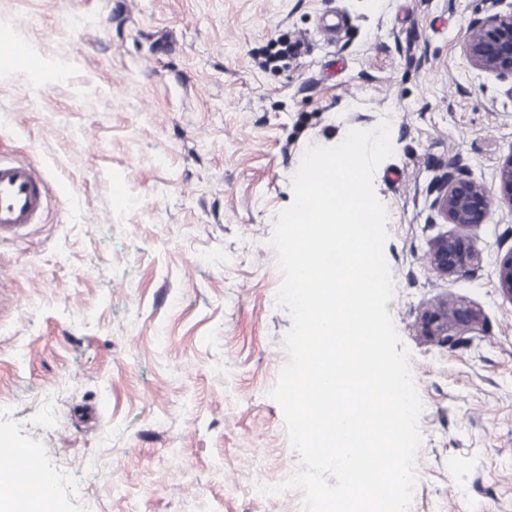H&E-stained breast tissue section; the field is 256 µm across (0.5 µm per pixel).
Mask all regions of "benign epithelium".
Listing matches in <instances>:
<instances>
[{
	"mask_svg": "<svg viewBox=\"0 0 512 512\" xmlns=\"http://www.w3.org/2000/svg\"><path fill=\"white\" fill-rule=\"evenodd\" d=\"M503 0H489L487 13L474 21L463 45L467 62L475 69L498 77L512 78V10H497ZM501 202L512 207V153L500 163L497 171ZM491 203L487 187L458 168L452 167L443 176L434 207L446 223L467 228L482 223ZM478 259L473 241L459 233L437 239L426 255L427 265L441 276L467 273ZM498 288L512 299V250L498 263ZM475 316L462 305L438 300L420 318L425 336H438L444 343L452 341L448 323L455 329L467 328Z\"/></svg>",
	"mask_w": 512,
	"mask_h": 512,
	"instance_id": "obj_1",
	"label": "benign epithelium"
}]
</instances>
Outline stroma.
Returning <instances> with one entry per match:
<instances>
[{"label":"stroma","instance_id":"1","mask_svg":"<svg viewBox=\"0 0 512 512\" xmlns=\"http://www.w3.org/2000/svg\"><path fill=\"white\" fill-rule=\"evenodd\" d=\"M485 0H0V157L51 186L0 243V438L43 452L52 512H274L256 482L298 464L268 393L292 326L270 244L306 146L389 121L386 305L424 405L410 512H512V207L465 228L480 260L425 257L455 232L449 165L496 189L512 80L462 52ZM341 25L332 38L323 27ZM477 320L422 335L439 298ZM478 256V251L468 236L452 233L433 243L426 255V263L441 276H458L467 273Z\"/></svg>","mask_w":512,"mask_h":512}]
</instances>
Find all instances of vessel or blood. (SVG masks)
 Listing matches in <instances>:
<instances>
[{"mask_svg": "<svg viewBox=\"0 0 512 512\" xmlns=\"http://www.w3.org/2000/svg\"><path fill=\"white\" fill-rule=\"evenodd\" d=\"M50 186L44 173L27 161H0V241L18 238L37 223ZM25 475V485L14 482ZM0 475L13 484L7 494L10 512H30L33 502L55 495L58 481L55 471L42 454L19 446L0 454Z\"/></svg>", "mask_w": 512, "mask_h": 512, "instance_id": "vessel-or-blood-1", "label": "vessel or blood"}]
</instances>
